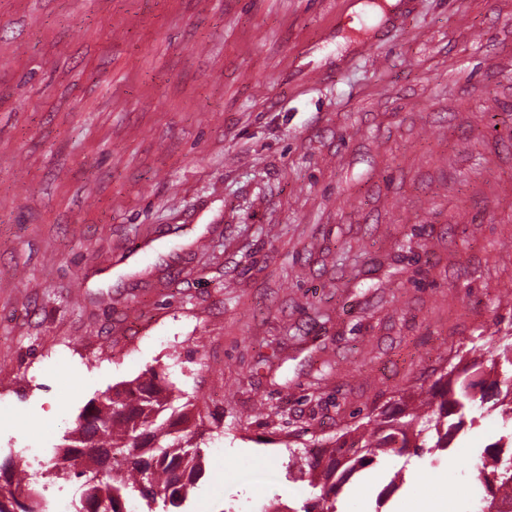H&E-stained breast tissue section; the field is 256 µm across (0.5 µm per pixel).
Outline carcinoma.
<instances>
[{"instance_id": "1", "label": "carcinoma", "mask_w": 512, "mask_h": 512, "mask_svg": "<svg viewBox=\"0 0 512 512\" xmlns=\"http://www.w3.org/2000/svg\"><path fill=\"white\" fill-rule=\"evenodd\" d=\"M491 374L490 387L503 392L501 413L512 419L511 341L488 358L463 352L439 376L431 399L403 396L397 413L382 410L318 451L304 452L308 483L319 489L313 509L305 512H335L334 498L342 486L379 456L409 457L424 448H448L466 424H474L477 390ZM123 393L121 402L105 393L84 407L79 427L92 429L95 440L66 437L47 460L49 477L67 474L74 461L84 464L74 473L82 483L71 512H97L101 502L109 503L112 512H133L135 502L158 499L179 508L202 477V451L192 431V421L200 416L195 404L180 402L155 374L131 381ZM494 447L496 451L486 448L478 458L484 494L474 512H512L511 503L498 505L492 497L495 487L512 489V455L502 457L500 441ZM0 512H42L36 482L10 455L0 459Z\"/></svg>"}]
</instances>
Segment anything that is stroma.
<instances>
[{
    "label": "stroma",
    "mask_w": 512,
    "mask_h": 512,
    "mask_svg": "<svg viewBox=\"0 0 512 512\" xmlns=\"http://www.w3.org/2000/svg\"><path fill=\"white\" fill-rule=\"evenodd\" d=\"M355 2L0 0V458L154 368L202 415L185 512H302L293 450L512 335V0ZM511 431L336 512H467Z\"/></svg>",
    "instance_id": "1"
}]
</instances>
